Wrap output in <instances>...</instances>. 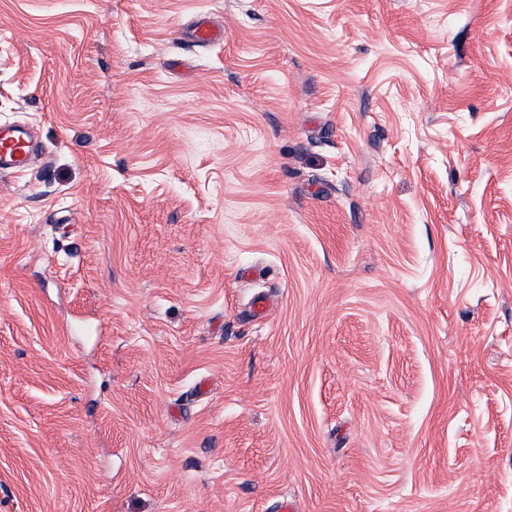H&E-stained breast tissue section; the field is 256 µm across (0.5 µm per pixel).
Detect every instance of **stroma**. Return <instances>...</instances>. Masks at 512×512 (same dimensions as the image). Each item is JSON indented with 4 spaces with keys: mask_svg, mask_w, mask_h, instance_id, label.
<instances>
[{
    "mask_svg": "<svg viewBox=\"0 0 512 512\" xmlns=\"http://www.w3.org/2000/svg\"><path fill=\"white\" fill-rule=\"evenodd\" d=\"M15 121L0 512H512V0H0ZM32 152V138L26 125L0 123V174L24 172Z\"/></svg>",
    "mask_w": 512,
    "mask_h": 512,
    "instance_id": "35a3bbf8",
    "label": "stroma"
}]
</instances>
